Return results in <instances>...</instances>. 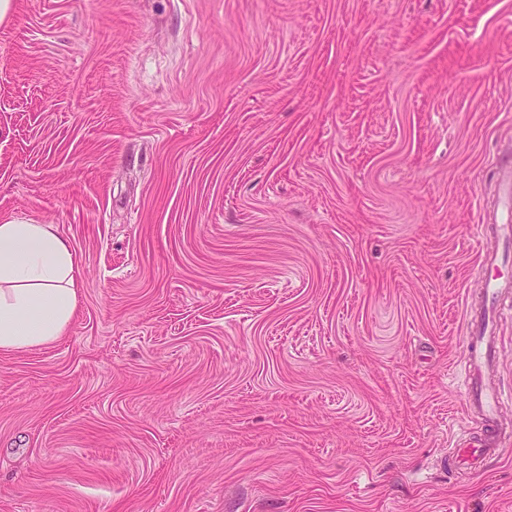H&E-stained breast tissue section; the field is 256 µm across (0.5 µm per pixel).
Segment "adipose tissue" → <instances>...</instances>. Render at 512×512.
Wrapping results in <instances>:
<instances>
[{
  "label": "adipose tissue",
  "instance_id": "obj_1",
  "mask_svg": "<svg viewBox=\"0 0 512 512\" xmlns=\"http://www.w3.org/2000/svg\"><path fill=\"white\" fill-rule=\"evenodd\" d=\"M77 262L51 224H0V352L46 347L76 312Z\"/></svg>",
  "mask_w": 512,
  "mask_h": 512
}]
</instances>
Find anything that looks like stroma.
I'll return each instance as SVG.
<instances>
[{"instance_id": "stroma-1", "label": "stroma", "mask_w": 512, "mask_h": 512, "mask_svg": "<svg viewBox=\"0 0 512 512\" xmlns=\"http://www.w3.org/2000/svg\"><path fill=\"white\" fill-rule=\"evenodd\" d=\"M497 158L512 0H11L0 224L79 272L0 352V512H512L511 400L448 464Z\"/></svg>"}]
</instances>
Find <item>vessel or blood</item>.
I'll use <instances>...</instances> for the list:
<instances>
[{
  "label": "vessel or blood",
  "mask_w": 512,
  "mask_h": 512,
  "mask_svg": "<svg viewBox=\"0 0 512 512\" xmlns=\"http://www.w3.org/2000/svg\"><path fill=\"white\" fill-rule=\"evenodd\" d=\"M490 260H483L473 271L475 278L483 280V301L486 312H493L498 293L503 283L488 279ZM501 341L494 327L482 325L479 333L467 336L461 362L460 381L465 395V404L473 412L479 413L484 422L481 433L470 435L452 446L449 457L456 470L473 475L482 474L486 462L498 455L497 436L500 432L498 410L505 396L488 381V374L496 367Z\"/></svg>",
  "instance_id": "vessel-or-blood-1"
}]
</instances>
